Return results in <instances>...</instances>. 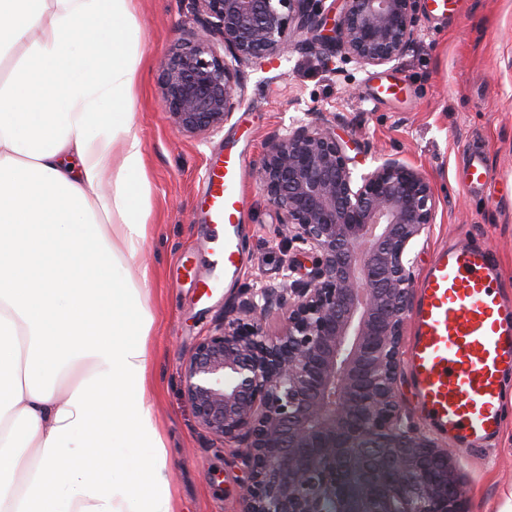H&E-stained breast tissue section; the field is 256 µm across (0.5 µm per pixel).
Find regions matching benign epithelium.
<instances>
[{
	"label": "benign epithelium",
	"mask_w": 512,
	"mask_h": 512,
	"mask_svg": "<svg viewBox=\"0 0 512 512\" xmlns=\"http://www.w3.org/2000/svg\"><path fill=\"white\" fill-rule=\"evenodd\" d=\"M197 27L161 68L180 135L221 131L245 100L240 66L292 41L363 66L400 60L422 0H192ZM334 129L301 123L265 143L254 177L310 260L244 299L183 366L199 423L238 448L244 512H469L451 452L403 418L396 386L414 294L411 245L437 216L415 165L354 176ZM282 312L271 333L265 313Z\"/></svg>",
	"instance_id": "benign-epithelium-1"
}]
</instances>
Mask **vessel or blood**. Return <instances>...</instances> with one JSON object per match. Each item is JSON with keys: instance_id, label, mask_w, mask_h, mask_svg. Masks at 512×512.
Returning a JSON list of instances; mask_svg holds the SVG:
<instances>
[{"instance_id": "b4317fda", "label": "vessel or blood", "mask_w": 512, "mask_h": 512, "mask_svg": "<svg viewBox=\"0 0 512 512\" xmlns=\"http://www.w3.org/2000/svg\"><path fill=\"white\" fill-rule=\"evenodd\" d=\"M245 156L233 150L211 157L200 205L216 230L224 271L242 262ZM484 153L467 160L465 186L494 180ZM505 274L483 242L439 248L418 280L408 368L420 409L441 433L471 446L494 435L503 423L502 381L512 373V309Z\"/></svg>"}]
</instances>
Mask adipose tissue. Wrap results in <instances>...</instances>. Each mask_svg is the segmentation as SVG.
<instances>
[{"instance_id": "1", "label": "adipose tissue", "mask_w": 512, "mask_h": 512, "mask_svg": "<svg viewBox=\"0 0 512 512\" xmlns=\"http://www.w3.org/2000/svg\"><path fill=\"white\" fill-rule=\"evenodd\" d=\"M133 0H0V512H176L148 401Z\"/></svg>"}]
</instances>
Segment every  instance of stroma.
Returning a JSON list of instances; mask_svg holds the SVG:
<instances>
[{"label":"stroma","instance_id":"obj_1","mask_svg":"<svg viewBox=\"0 0 512 512\" xmlns=\"http://www.w3.org/2000/svg\"><path fill=\"white\" fill-rule=\"evenodd\" d=\"M135 17L141 63L133 105L149 171L152 227L130 272L145 267L150 273L152 412L179 512H242L246 470L235 448L195 418L181 368L244 293L278 285L288 270L281 217L248 177L241 271L205 297L184 276L187 268L211 273L205 254L212 229L196 208L211 151L243 152L253 166L271 135L300 122L325 123L350 140L347 153L358 171L372 169L379 157H396L432 182L438 213L412 246L415 274L439 247L479 239L512 275V0H455L445 14L423 10L416 40L393 66L362 67L292 47L243 64L244 105L223 131L196 139L177 135L159 108L161 65L196 25L191 0H135ZM395 79L403 92L374 100L376 86ZM473 151L485 153L500 183L463 190L464 160ZM435 439L456 458L470 512H512V409L481 447L463 450L441 433Z\"/></svg>","mask_w":512,"mask_h":512}]
</instances>
